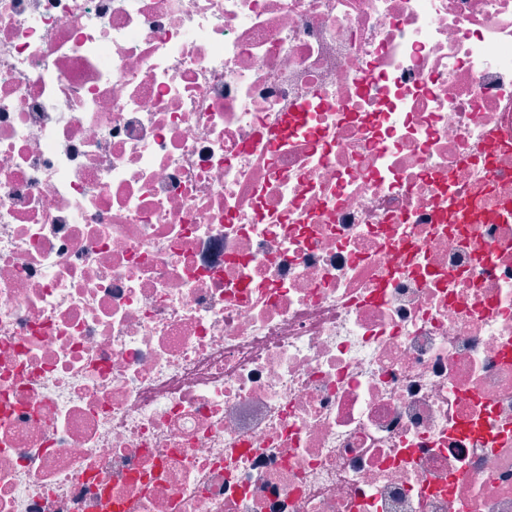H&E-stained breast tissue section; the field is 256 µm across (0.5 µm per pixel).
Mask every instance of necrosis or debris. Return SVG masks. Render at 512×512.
<instances>
[{
	"label": "necrosis or debris",
	"mask_w": 512,
	"mask_h": 512,
	"mask_svg": "<svg viewBox=\"0 0 512 512\" xmlns=\"http://www.w3.org/2000/svg\"><path fill=\"white\" fill-rule=\"evenodd\" d=\"M0 512H512V0H0Z\"/></svg>",
	"instance_id": "1"
}]
</instances>
